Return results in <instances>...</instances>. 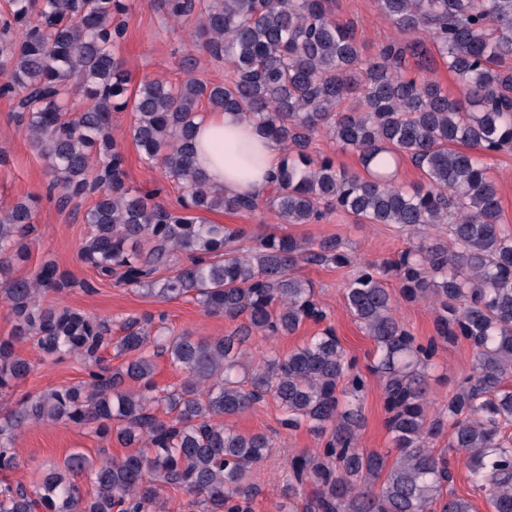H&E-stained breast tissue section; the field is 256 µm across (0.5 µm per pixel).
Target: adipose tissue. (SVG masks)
<instances>
[{"label": "adipose tissue", "instance_id": "obj_1", "mask_svg": "<svg viewBox=\"0 0 512 512\" xmlns=\"http://www.w3.org/2000/svg\"><path fill=\"white\" fill-rule=\"evenodd\" d=\"M195 142L196 166L213 188L229 195L266 193L282 158L276 141L234 112L205 113Z\"/></svg>", "mask_w": 512, "mask_h": 512}]
</instances>
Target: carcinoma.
<instances>
[{"label": "carcinoma", "mask_w": 512, "mask_h": 512, "mask_svg": "<svg viewBox=\"0 0 512 512\" xmlns=\"http://www.w3.org/2000/svg\"><path fill=\"white\" fill-rule=\"evenodd\" d=\"M397 37L373 57L353 26L333 17L332 0H153L189 30L192 45L228 74L207 84L184 58L180 82L153 78L130 88L115 48L135 0H11L0 23V95L13 99L19 127L44 162L46 195L65 209L92 199L83 215L78 259L99 280L142 287L166 302L191 295L208 315L243 319L230 334L166 335L164 316L123 322L44 304L79 287L47 258L24 276L35 211L18 201L0 209V299L13 334L0 338V392L25 378L31 363L15 351L29 340L57 360L78 359L86 379L27 396L0 415V472L18 467L15 440L27 426L72 423L100 442L130 449L94 462L77 451L27 486L0 480V512H149L160 491L182 490L197 512H253L259 488L249 476L270 453L272 437L224 424L268 398L281 424L304 429L317 448L295 456L277 512H473L449 488L445 454L431 448L444 430L465 463L474 491L494 512H512V233L489 158L512 150V0H376ZM431 44L457 82L451 96L430 78ZM414 59L421 75L403 70ZM130 110L124 136L112 113ZM237 112L277 141L283 159L264 196L227 195L195 166L194 135L203 112ZM322 135L357 154L362 170L336 167L308 147ZM182 192L180 208L161 190L127 182L123 143ZM389 154L409 160L420 180L405 188L384 172ZM271 213L279 224H313L333 212L360 224L428 225L386 261L353 266L344 304L375 344L392 450L360 446L367 377L330 326L283 355L269 349L243 380L235 370L250 339L295 334L327 313L299 265L351 264L339 237L314 243L269 234L245 248L244 228L209 224L201 213ZM395 278L399 294L385 283ZM434 312L427 344L398 319V298ZM463 339L474 351L469 373L448 403L432 408L426 370L438 343ZM113 349L126 361L103 364ZM183 373L159 390L155 358ZM86 477L94 491L82 490Z\"/></svg>", "instance_id": "obj_1"}]
</instances>
